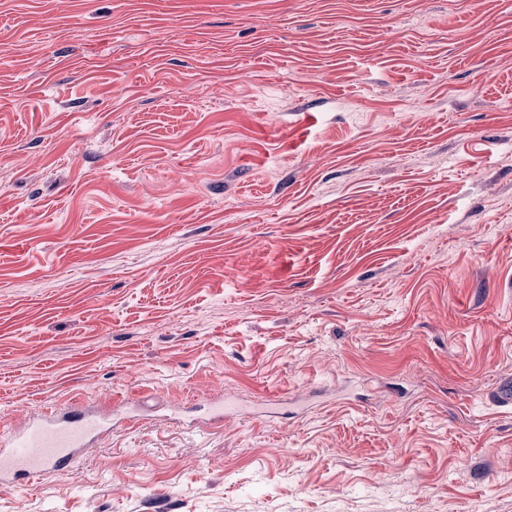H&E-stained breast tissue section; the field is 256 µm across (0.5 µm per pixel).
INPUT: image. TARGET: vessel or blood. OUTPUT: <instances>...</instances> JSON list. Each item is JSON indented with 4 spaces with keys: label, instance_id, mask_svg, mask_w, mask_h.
Listing matches in <instances>:
<instances>
[{
    "label": "vessel or blood",
    "instance_id": "vessel-or-blood-1",
    "mask_svg": "<svg viewBox=\"0 0 512 512\" xmlns=\"http://www.w3.org/2000/svg\"><path fill=\"white\" fill-rule=\"evenodd\" d=\"M111 426V415L80 402L46 407L40 419L0 437V489L68 474L84 450Z\"/></svg>",
    "mask_w": 512,
    "mask_h": 512
}]
</instances>
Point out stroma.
I'll return each mask as SVG.
<instances>
[{"label": "stroma", "mask_w": 512, "mask_h": 512, "mask_svg": "<svg viewBox=\"0 0 512 512\" xmlns=\"http://www.w3.org/2000/svg\"><path fill=\"white\" fill-rule=\"evenodd\" d=\"M509 373L512 0H0V430L139 414L0 512H512Z\"/></svg>", "instance_id": "obj_1"}]
</instances>
